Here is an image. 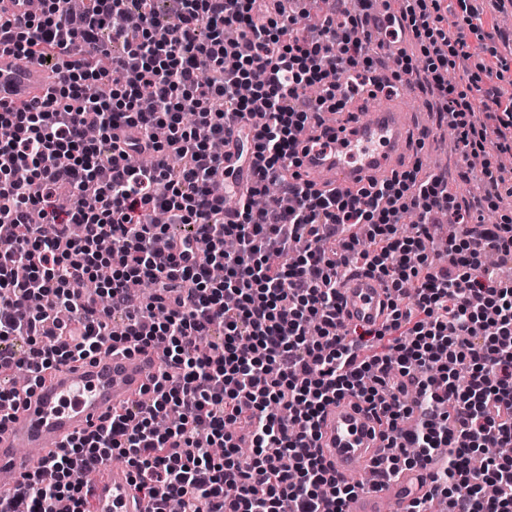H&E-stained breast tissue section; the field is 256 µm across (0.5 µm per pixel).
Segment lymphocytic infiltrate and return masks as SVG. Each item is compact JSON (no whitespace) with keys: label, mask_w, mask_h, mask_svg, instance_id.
Wrapping results in <instances>:
<instances>
[{"label":"lymphocytic infiltrate","mask_w":512,"mask_h":512,"mask_svg":"<svg viewBox=\"0 0 512 512\" xmlns=\"http://www.w3.org/2000/svg\"><path fill=\"white\" fill-rule=\"evenodd\" d=\"M150 2L88 0L76 20L64 0H43L40 13L0 26L19 57L73 58L41 103L0 105L13 131L0 140V375L22 367L34 386L108 344L163 354L147 399L41 458L22 492L0 493V512H94L73 474L115 455L146 512L173 499L182 512H344L359 487L330 476L315 442L327 407L346 397L386 420L380 476L425 469L447 512H512V456L470 464L489 444L512 445V278L484 263L492 252L512 264V215L471 225L457 192L417 163L355 194L317 192L293 172L301 134L324 136L325 113L421 71L463 156L484 160V206L512 195L490 162L512 155V99L475 72L446 78L471 58L466 36L479 25H444L442 0H396L376 21L372 0H335L300 35L278 0H184L164 24ZM376 26L412 33L423 70L404 55L380 74ZM105 31L125 49L111 70L74 57L84 45L106 54ZM246 121L253 180L228 210L209 189L224 172L210 144ZM120 127L132 131L122 149ZM134 155L152 162L132 167ZM276 183L282 196L253 209ZM35 207L42 223L29 220ZM155 210L168 224L148 222ZM409 211L419 222L398 235ZM439 215L462 227L444 252L431 233ZM172 223L185 233L170 235ZM351 266L389 293L381 327L340 328ZM92 278L97 295L74 292ZM134 280L151 285L149 298ZM374 344L381 352L365 354Z\"/></svg>","instance_id":"1"}]
</instances>
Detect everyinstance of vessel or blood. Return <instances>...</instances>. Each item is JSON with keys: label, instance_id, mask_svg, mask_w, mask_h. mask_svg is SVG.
Here are the masks:
<instances>
[{"label": "vessel or blood", "instance_id": "obj_1", "mask_svg": "<svg viewBox=\"0 0 512 512\" xmlns=\"http://www.w3.org/2000/svg\"><path fill=\"white\" fill-rule=\"evenodd\" d=\"M58 74L38 61L19 66L11 47H0V103H16L42 96ZM408 122L405 113L361 112L350 128H332L318 145L309 147L301 170L313 176L329 175L331 184L356 190L369 178L391 176ZM343 329L380 325L388 313V297L380 283L358 271L344 279L339 290ZM159 354L115 350L104 359L63 365L43 386L30 394L0 429V491L18 492L30 469L25 448L53 453L73 436L95 428L113 406L141 391L156 372ZM381 416L368 412L356 400L343 399L327 408L316 443L326 466L337 479L353 482L364 464L380 454ZM422 471H404L375 489L361 491L346 504V512H386L390 501L408 506V490ZM91 497L95 512H143L145 503L131 486L127 469L110 467L95 481Z\"/></svg>", "mask_w": 512, "mask_h": 512}]
</instances>
